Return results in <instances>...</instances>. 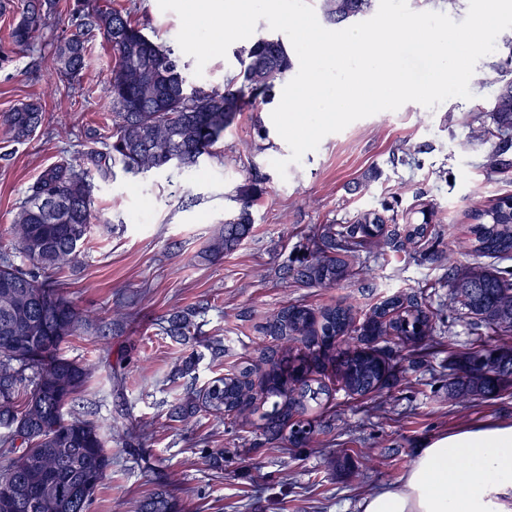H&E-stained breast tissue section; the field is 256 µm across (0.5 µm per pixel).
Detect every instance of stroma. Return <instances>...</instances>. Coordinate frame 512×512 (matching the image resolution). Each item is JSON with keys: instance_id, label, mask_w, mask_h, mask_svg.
I'll use <instances>...</instances> for the list:
<instances>
[{"instance_id": "35a3bbf8", "label": "stroma", "mask_w": 512, "mask_h": 512, "mask_svg": "<svg viewBox=\"0 0 512 512\" xmlns=\"http://www.w3.org/2000/svg\"><path fill=\"white\" fill-rule=\"evenodd\" d=\"M55 2L34 48L0 68V111L33 98L44 110L42 126L25 143L0 133V254L14 260L20 254L7 227L29 186L60 154L81 162L88 152L104 151L112 133L106 81L115 58L96 36L80 79L62 90L51 38L69 28L73 0ZM112 5L146 24L154 40L176 46L180 20L157 0ZM511 41L512 29L501 32L495 51L478 61L469 83L472 99L451 98L432 109L409 102L358 120L326 136L286 176L272 166L290 150L267 104L258 113H239L216 156L197 168L96 180L98 220L81 264L62 276L68 296L91 316L64 347L68 357L95 367L74 412L105 424L133 423L151 438L141 445L113 442L111 474L96 490L90 512H135L158 489L167 491L177 512H360L362 499L395 482L423 441L467 425L512 423V393L465 405L448 398L450 354L480 341L459 314L438 322L422 351H404L405 371L389 388L366 397L334 389L311 446L281 452L251 428H232L208 415L196 424L169 421L170 405L187 384L175 376V366L191 347L160 331L172 309L199 307L203 338L224 344L221 355L199 362L195 376L202 387L269 346L260 323L291 304L316 309L347 301L363 316L385 298L422 290L431 309L447 308L449 268L476 261L457 244L468 228L465 211L512 193V150L506 154L510 168L491 172V145L472 133L473 122L493 125L496 88L484 78L512 54ZM258 121L267 140L256 136ZM372 168L380 178L356 188ZM253 169L266 176L267 192L253 207L250 235L223 258L202 260L201 251L233 207V191ZM389 201L400 212L419 202L433 208L434 258L391 252L369 260L370 280L351 278L333 288L283 278L309 229ZM217 448L224 451L220 470L207 458Z\"/></svg>"}]
</instances>
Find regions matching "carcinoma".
Here are the masks:
<instances>
[{"label":"carcinoma","mask_w":512,"mask_h":512,"mask_svg":"<svg viewBox=\"0 0 512 512\" xmlns=\"http://www.w3.org/2000/svg\"><path fill=\"white\" fill-rule=\"evenodd\" d=\"M373 0H322L324 20L341 25L366 14ZM51 0H26L0 42V67L18 50L30 49L45 29ZM73 30L54 42L53 64L67 86L87 66L88 36L100 33L115 56L107 81L112 111V142L105 154L89 157L94 170L62 157L47 167L14 209L9 232L28 261L20 266L0 258V444L13 457L0 474V497L16 512H89L94 492L112 469V437L137 439L136 427L122 425L106 435L99 424L70 412L90 383L95 368L69 359L62 345L79 335L88 316L65 294L56 274L76 267L85 252L94 209V176L107 179L120 167L132 176L189 169L214 155L224 130L247 108L256 112L273 98L276 84L293 69L288 48L279 38L261 37L240 51L239 73L224 88L191 85L185 65L169 46L153 41L145 27L101 0H75ZM498 85L491 109L496 137L512 147V71L496 69ZM42 104L28 102L0 113V126L15 143L29 139L41 125ZM266 178L248 173L231 199L237 203L224 218V230L205 253L218 257L250 233L252 208L265 192ZM393 206L365 210L340 224L310 231L302 255L286 272L303 284L330 288L342 280L366 276L363 255L386 250L420 251L429 244L434 211L418 210L421 221L405 216L402 229L390 215ZM470 224L464 247L494 260L455 271L448 312H463L484 329L488 343L457 355L449 363L448 399L460 404L512 392V344L495 342L512 335V194L466 210ZM193 307L165 318L164 333L186 341L198 335ZM442 316L415 294L396 295L360 321L351 305L318 309L290 305L269 315L261 332L277 348L247 359L202 389L189 388L169 410V419L189 423L206 412L230 423L259 415L260 429L274 440L288 431L291 448H307L314 424L308 413L329 397L314 377L320 364L334 367L344 389L358 396L381 390L403 371L399 359L377 343L388 339L416 345L430 335ZM55 485L50 501L42 498L46 482ZM137 512H176L159 489L140 501Z\"/></svg>","instance_id":"cac0c4a2"}]
</instances>
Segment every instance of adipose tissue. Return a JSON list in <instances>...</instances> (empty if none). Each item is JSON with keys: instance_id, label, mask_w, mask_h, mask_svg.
Returning a JSON list of instances; mask_svg holds the SVG:
<instances>
[{"instance_id": "adipose-tissue-1", "label": "adipose tissue", "mask_w": 512, "mask_h": 512, "mask_svg": "<svg viewBox=\"0 0 512 512\" xmlns=\"http://www.w3.org/2000/svg\"><path fill=\"white\" fill-rule=\"evenodd\" d=\"M361 512H512V424L461 428L424 442L397 482Z\"/></svg>"}]
</instances>
